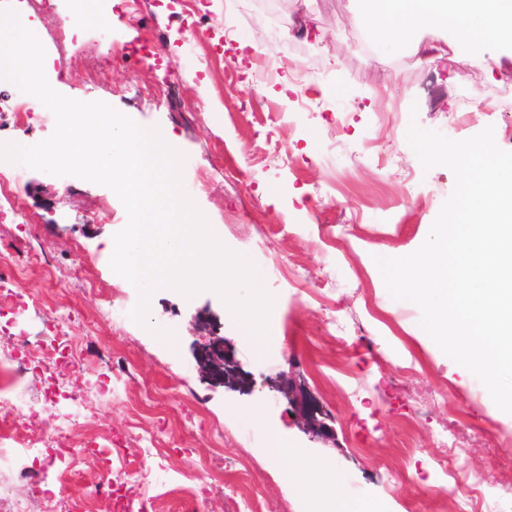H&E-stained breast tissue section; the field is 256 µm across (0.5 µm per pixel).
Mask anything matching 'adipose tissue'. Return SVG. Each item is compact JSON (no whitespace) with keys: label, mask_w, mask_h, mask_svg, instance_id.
<instances>
[{"label":"adipose tissue","mask_w":512,"mask_h":512,"mask_svg":"<svg viewBox=\"0 0 512 512\" xmlns=\"http://www.w3.org/2000/svg\"><path fill=\"white\" fill-rule=\"evenodd\" d=\"M364 30L383 36L391 45L404 46L430 63H447L451 53L473 51L489 44L512 50V0H353ZM425 28L444 33L443 45L424 44L417 34ZM273 459L295 469L299 489L328 512H372L338 491L333 464L326 459L307 464L287 446L270 450Z\"/></svg>","instance_id":"1"}]
</instances>
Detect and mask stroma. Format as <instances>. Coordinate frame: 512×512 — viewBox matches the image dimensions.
Here are the masks:
<instances>
[{
  "label": "stroma",
  "instance_id": "35a3bbf8",
  "mask_svg": "<svg viewBox=\"0 0 512 512\" xmlns=\"http://www.w3.org/2000/svg\"><path fill=\"white\" fill-rule=\"evenodd\" d=\"M85 0H31L30 28L46 50L50 85L81 101H107L183 152V185L225 246L248 257L275 297L278 323L251 351L214 291L162 288L149 327L112 322L139 294L115 274L103 242L127 222L108 187L27 170L22 215L0 213V246L30 255L19 281L36 310L17 330L31 366L52 326L80 362L61 412L76 414L94 446L80 488L83 512H182L158 473L199 488L193 512H308L273 442L333 462L344 494L384 499L389 512H454L438 463L443 431L461 436L467 476L501 512L497 486L512 479V414L489 400L465 367L420 334L421 312L393 299L375 263L416 249L451 194L444 166L423 170L406 133L410 117L453 140L493 127L512 151V54L485 74L460 52L442 70L366 33L350 0H95L110 28L86 18ZM313 22L315 41L282 39ZM258 54L221 45L225 33ZM144 42L158 58H112ZM218 325L253 392L211 382L194 352ZM170 329L176 347L154 334ZM301 385L329 418L312 432L278 389ZM224 457V477L208 462ZM124 499L94 489L104 474Z\"/></svg>",
  "mask_w": 512,
  "mask_h": 512
}]
</instances>
